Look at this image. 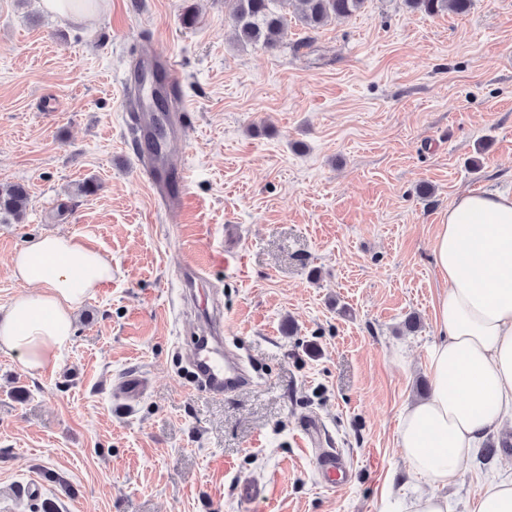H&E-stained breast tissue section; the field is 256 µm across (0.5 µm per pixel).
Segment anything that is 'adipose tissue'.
<instances>
[{"instance_id": "ef3b65f1", "label": "adipose tissue", "mask_w": 512, "mask_h": 512, "mask_svg": "<svg viewBox=\"0 0 512 512\" xmlns=\"http://www.w3.org/2000/svg\"><path fill=\"white\" fill-rule=\"evenodd\" d=\"M444 288L428 355L430 391L402 411L396 441L422 489L407 512H449L454 484L481 441L512 425V192L459 194L433 241ZM21 291L0 309V348L31 370L57 364L73 313L112 263L75 235H40L9 267Z\"/></svg>"}]
</instances>
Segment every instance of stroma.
Here are the masks:
<instances>
[{"instance_id": "35a3bbf8", "label": "stroma", "mask_w": 512, "mask_h": 512, "mask_svg": "<svg viewBox=\"0 0 512 512\" xmlns=\"http://www.w3.org/2000/svg\"><path fill=\"white\" fill-rule=\"evenodd\" d=\"M150 51L180 61L193 105L179 223L138 171L121 86ZM0 184L28 191L23 221L0 224V307L31 237L112 262L56 366L0 349V512H399L414 480L398 419L439 337L432 241L462 191H512V0L434 16L366 0L316 31L289 22L273 50L236 46L224 0H97L71 20L0 0ZM213 305L255 377L230 398L184 361ZM130 373L149 384L120 413ZM311 416L349 486L319 482ZM507 473L512 454L472 457L452 512ZM249 480L263 497L241 496Z\"/></svg>"}]
</instances>
